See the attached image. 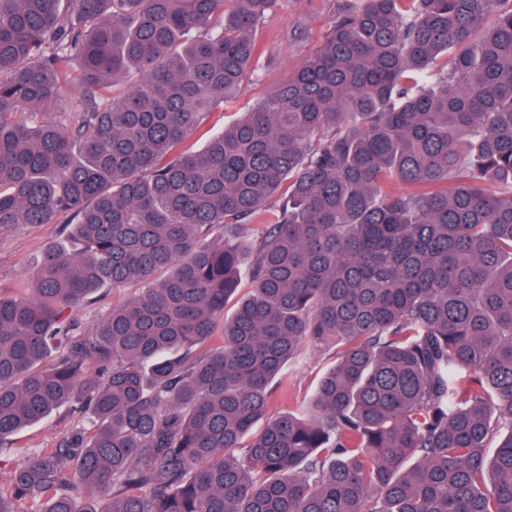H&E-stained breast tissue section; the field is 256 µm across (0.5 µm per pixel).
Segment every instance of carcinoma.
<instances>
[{
	"label": "carcinoma",
	"instance_id": "1",
	"mask_svg": "<svg viewBox=\"0 0 512 512\" xmlns=\"http://www.w3.org/2000/svg\"><path fill=\"white\" fill-rule=\"evenodd\" d=\"M280 2L0 0V230L71 225L0 295V451L92 417L0 512H512V0H362L212 129ZM131 288L137 287L132 286L130 288L118 289L113 292L110 290L105 295L99 296L79 313L78 317L80 321L85 326H90L97 316L107 311L113 304L122 301L131 291ZM332 353L333 351H308L295 371L293 384L297 388L301 413L305 412L320 376L335 363Z\"/></svg>",
	"mask_w": 512,
	"mask_h": 512
}]
</instances>
